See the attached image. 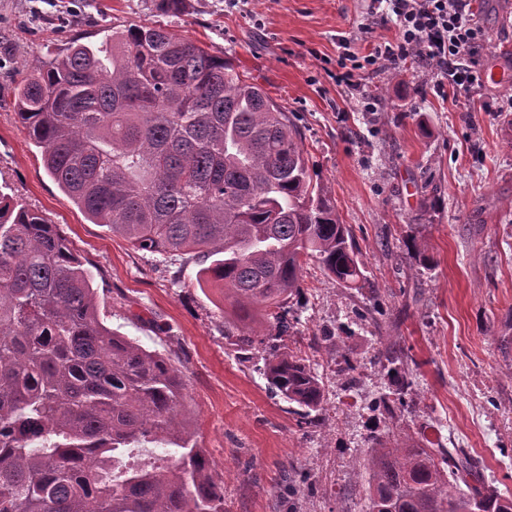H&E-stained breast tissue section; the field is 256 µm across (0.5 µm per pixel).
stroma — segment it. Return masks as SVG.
<instances>
[{
  "label": "stroma",
  "instance_id": "stroma-1",
  "mask_svg": "<svg viewBox=\"0 0 512 512\" xmlns=\"http://www.w3.org/2000/svg\"><path fill=\"white\" fill-rule=\"evenodd\" d=\"M116 19L230 58L300 128L367 276L350 290L309 263L293 308L288 345L324 381L322 428L298 426L258 372L260 354L242 362L227 345L221 296L198 284L203 258L137 252L91 223L21 125L25 77L73 40L102 41ZM479 20L487 71L512 45V0H481ZM396 35L369 0H185L169 16L152 0H0V186L59 226L93 275L107 326L182 367L224 512H287V468L309 479L300 512H363L376 437L467 449L486 481L512 492V149L496 110L512 85L483 82L466 110L438 96L436 70L415 59L360 72L352 87L332 78L340 38L363 56ZM365 98L374 111H362ZM324 334L339 345L315 350ZM381 336L410 358L399 378L378 370ZM383 396L397 400L395 418L373 411Z\"/></svg>",
  "mask_w": 512,
  "mask_h": 512
}]
</instances>
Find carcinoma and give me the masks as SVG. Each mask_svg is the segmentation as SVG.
Masks as SVG:
<instances>
[{
	"label": "carcinoma",
	"instance_id": "obj_1",
	"mask_svg": "<svg viewBox=\"0 0 512 512\" xmlns=\"http://www.w3.org/2000/svg\"><path fill=\"white\" fill-rule=\"evenodd\" d=\"M16 114L92 223L135 251L210 260L234 316L224 340L266 352L269 389L323 426V380L288 346L291 302L309 260L345 288L366 276L288 112L228 58L114 22L19 86ZM184 389L170 358L101 321L58 225L0 191V512H224ZM365 469L368 512H512L463 448L376 438Z\"/></svg>",
	"mask_w": 512,
	"mask_h": 512
}]
</instances>
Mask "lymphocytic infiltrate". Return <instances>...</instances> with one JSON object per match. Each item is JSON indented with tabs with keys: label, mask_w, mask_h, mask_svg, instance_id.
Returning <instances> with one entry per match:
<instances>
[{
	"label": "lymphocytic infiltrate",
	"mask_w": 512,
	"mask_h": 512,
	"mask_svg": "<svg viewBox=\"0 0 512 512\" xmlns=\"http://www.w3.org/2000/svg\"><path fill=\"white\" fill-rule=\"evenodd\" d=\"M393 17L398 38L374 53L357 56L343 51L338 57L337 82L353 84L361 70L376 69L398 58L415 57L440 70L454 95L466 96L480 84L483 30L471 0H371Z\"/></svg>",
	"instance_id": "lymphocytic-infiltrate-1"
}]
</instances>
